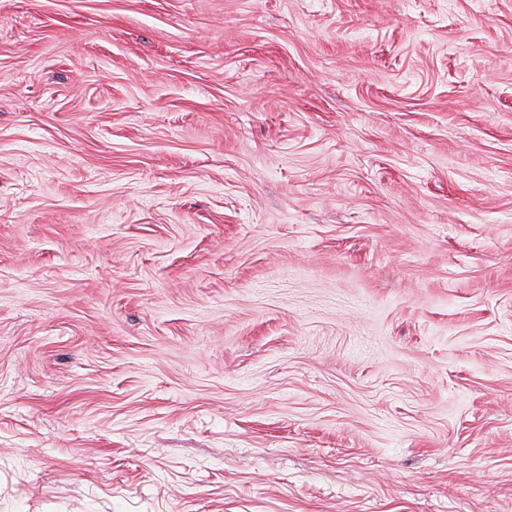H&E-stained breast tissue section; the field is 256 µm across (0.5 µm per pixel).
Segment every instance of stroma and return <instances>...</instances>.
<instances>
[{"instance_id": "1", "label": "stroma", "mask_w": 512, "mask_h": 512, "mask_svg": "<svg viewBox=\"0 0 512 512\" xmlns=\"http://www.w3.org/2000/svg\"><path fill=\"white\" fill-rule=\"evenodd\" d=\"M0 512H512V0H0Z\"/></svg>"}]
</instances>
